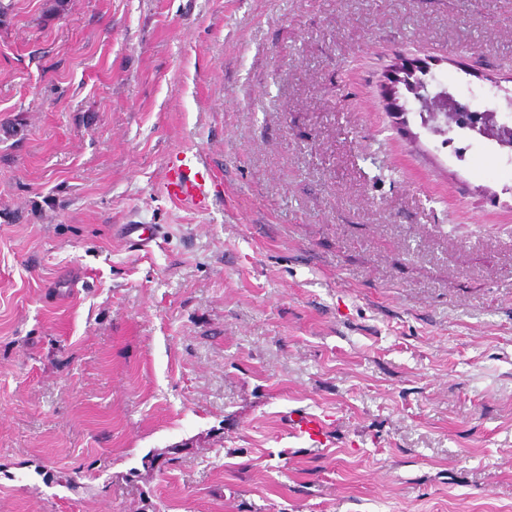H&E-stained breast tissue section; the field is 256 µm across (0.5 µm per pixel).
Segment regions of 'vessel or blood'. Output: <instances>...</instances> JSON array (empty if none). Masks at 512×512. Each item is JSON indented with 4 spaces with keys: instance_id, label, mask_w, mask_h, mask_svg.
<instances>
[{
    "instance_id": "1",
    "label": "vessel or blood",
    "mask_w": 512,
    "mask_h": 512,
    "mask_svg": "<svg viewBox=\"0 0 512 512\" xmlns=\"http://www.w3.org/2000/svg\"><path fill=\"white\" fill-rule=\"evenodd\" d=\"M221 186L217 177L204 173L199 158L193 154L176 158L165 178L166 194L171 200L198 210L208 209L220 195ZM289 433L315 445L323 446L328 442L325 420L306 412L290 414Z\"/></svg>"
}]
</instances>
